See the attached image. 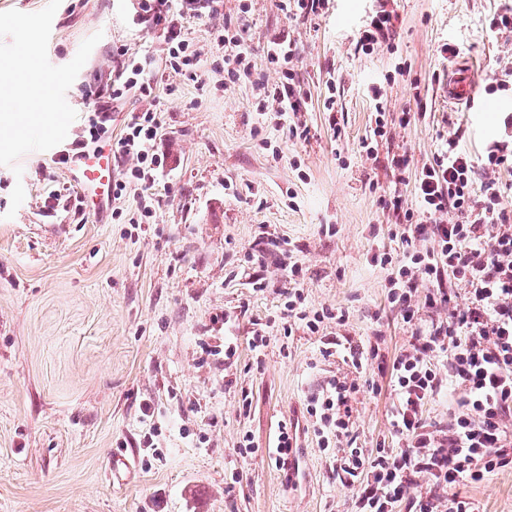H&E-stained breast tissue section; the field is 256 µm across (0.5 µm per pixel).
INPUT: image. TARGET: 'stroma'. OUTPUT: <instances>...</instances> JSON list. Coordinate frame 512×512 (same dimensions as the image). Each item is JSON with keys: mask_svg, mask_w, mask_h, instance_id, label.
<instances>
[{"mask_svg": "<svg viewBox=\"0 0 512 512\" xmlns=\"http://www.w3.org/2000/svg\"><path fill=\"white\" fill-rule=\"evenodd\" d=\"M137 3L62 0L51 64L69 63L86 38L101 36L66 93L73 129L60 146L31 153L22 175L0 166V512H348L337 451L321 447L306 398L331 376L356 379L353 434L369 451L399 443L394 399L376 365L356 373L342 355L323 358L321 340L375 337L389 356L405 347L408 328L387 298L385 273L366 261L374 247L403 252L378 199L411 196L414 182H399L388 158L404 152L418 167L456 137L477 159L503 139L512 88L489 95L484 87L512 70V32L488 24L512 0H327L312 20L282 12L277 0H224L221 13L184 22L201 53L198 80L166 69L168 46L134 22ZM382 6L397 16L390 46L357 51L362 26ZM227 25L246 26L257 71L271 84L268 42L282 34L295 42L307 139L289 137L276 112H257L250 80L225 85L215 37ZM446 43L458 55L442 54ZM119 48L164 73L153 97L131 91L112 105L116 135L132 115H160L157 146L169 166L153 187L159 204L149 224L126 220L134 188L116 202L122 218L99 224L76 212L67 167L56 161L60 151L81 152L87 94L111 93ZM465 59L478 66L469 108L440 96ZM420 102L425 117L363 148L376 105L392 118ZM18 184L25 199L14 211ZM292 261L302 269L304 307L344 311L345 322L325 321L319 335L300 324L288 338L272 330L254 351V331L284 314ZM228 344L236 349L229 360ZM285 421L298 423L304 450L293 485L272 455ZM123 451L135 454L136 469L118 485L105 469ZM448 492L477 512H512V468Z\"/></svg>", "mask_w": 512, "mask_h": 512, "instance_id": "stroma-1", "label": "stroma"}]
</instances>
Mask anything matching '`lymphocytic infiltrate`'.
Wrapping results in <instances>:
<instances>
[{
	"label": "lymphocytic infiltrate",
	"mask_w": 512,
	"mask_h": 512,
	"mask_svg": "<svg viewBox=\"0 0 512 512\" xmlns=\"http://www.w3.org/2000/svg\"><path fill=\"white\" fill-rule=\"evenodd\" d=\"M198 0H139L137 24L161 30L169 47V67L196 75L201 62L182 31L185 18L194 16ZM224 49V81L233 83L256 71L245 31H225L217 38ZM295 44L287 37L271 41L267 64L279 74L276 84L258 81L257 111L276 105L279 112L298 113L305 100L294 83ZM160 120L147 110L132 117L124 134L112 143L113 151L130 158L129 180L115 181L113 199H121L128 183L144 191L138 223H149L154 203L148 192L167 165L156 143ZM391 167L398 173L414 170V205L401 194L381 197L392 212L407 249L400 258L371 250V265L386 270L388 297L399 307L410 330L405 348L386 356L379 345L347 349L355 370L377 361L388 375L394 399L391 425L402 444L390 448L378 443L365 451L352 435V396L356 381L330 377L309 397L306 412L322 445L337 444L339 477L353 487L351 512H475L464 497H442V490L476 484L512 465V207L494 176L512 170V141L494 143L482 163L458 149L449 139L445 151L414 169L407 155L395 154ZM488 180L475 193L477 171ZM467 288L459 299L445 275ZM428 283L419 294V283ZM446 310L443 318L424 323L422 310ZM446 358L447 374L434 361ZM461 392L450 411L447 430L428 429L427 404L442 390Z\"/></svg>",
	"instance_id": "1"
}]
</instances>
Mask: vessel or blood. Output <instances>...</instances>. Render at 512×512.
I'll use <instances>...</instances> for the list:
<instances>
[{
    "instance_id": "obj_1",
    "label": "vessel or blood",
    "mask_w": 512,
    "mask_h": 512,
    "mask_svg": "<svg viewBox=\"0 0 512 512\" xmlns=\"http://www.w3.org/2000/svg\"><path fill=\"white\" fill-rule=\"evenodd\" d=\"M474 69H455L448 77L443 93L449 103L461 105L470 101ZM115 158L111 146H99L72 157L69 170L83 202V209L97 222H104L112 201V167Z\"/></svg>"
}]
</instances>
